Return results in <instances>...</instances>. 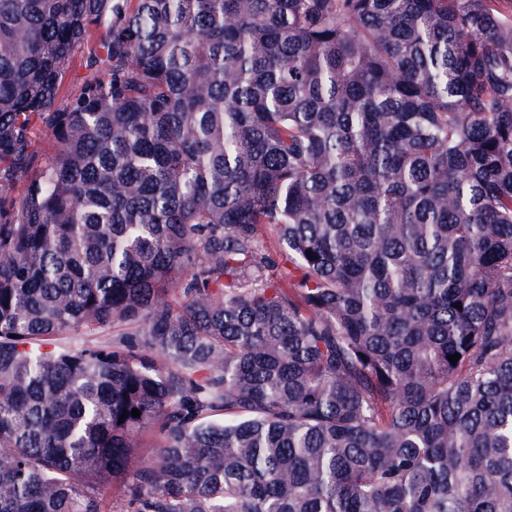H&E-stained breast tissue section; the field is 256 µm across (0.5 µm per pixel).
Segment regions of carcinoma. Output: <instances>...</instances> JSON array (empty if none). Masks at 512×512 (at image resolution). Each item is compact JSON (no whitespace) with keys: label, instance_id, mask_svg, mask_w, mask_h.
I'll return each instance as SVG.
<instances>
[{"label":"carcinoma","instance_id":"obj_1","mask_svg":"<svg viewBox=\"0 0 512 512\" xmlns=\"http://www.w3.org/2000/svg\"><path fill=\"white\" fill-rule=\"evenodd\" d=\"M502 3L0 0V512H512Z\"/></svg>","mask_w":512,"mask_h":512}]
</instances>
